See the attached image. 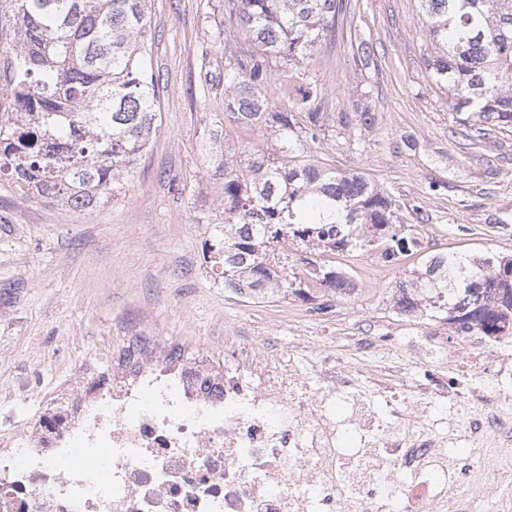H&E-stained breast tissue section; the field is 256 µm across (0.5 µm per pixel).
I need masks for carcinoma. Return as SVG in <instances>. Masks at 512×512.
Returning <instances> with one entry per match:
<instances>
[{
	"mask_svg": "<svg viewBox=\"0 0 512 512\" xmlns=\"http://www.w3.org/2000/svg\"><path fill=\"white\" fill-rule=\"evenodd\" d=\"M149 0H0V175L22 189L87 211L133 182L158 130ZM424 63L448 93L465 138L491 124L512 128V0H414ZM345 0H224V115L270 132L273 153L228 158L227 132L209 133L214 175L224 180V223L204 241L205 262L224 289L256 300L338 298L356 291L336 255L385 246L387 259L420 250L398 221L399 204L363 173L337 172L307 150L330 133L325 95L304 81L270 104L271 63L298 65L336 31ZM250 45L242 50L240 42ZM310 246L298 258L295 242ZM397 313L444 316L451 333L512 335V255L438 254L403 273Z\"/></svg>",
	"mask_w": 512,
	"mask_h": 512,
	"instance_id": "1",
	"label": "carcinoma"
}]
</instances>
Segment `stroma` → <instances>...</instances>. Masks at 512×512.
Instances as JSON below:
<instances>
[{"label":"stroma","mask_w":512,"mask_h":512,"mask_svg":"<svg viewBox=\"0 0 512 512\" xmlns=\"http://www.w3.org/2000/svg\"><path fill=\"white\" fill-rule=\"evenodd\" d=\"M220 2L151 0L161 122L129 190L81 212L0 176V289L11 291L0 307V395L33 371L39 394L48 393L69 364L100 360L131 329L218 364L228 326L278 353L298 331L324 335L312 303L238 296L214 281L203 259L205 239L224 220L223 182L206 152L210 131L224 125ZM363 42L374 48L367 61L358 53ZM423 50L414 0H351L335 35L302 65L273 64L267 86L274 105L285 80L322 87L341 123L312 146L311 159L364 173L399 202L400 223L421 233L422 249L409 261H386L377 250L336 258L362 283L354 296L334 299L336 320L379 335L448 332L443 320L413 326L393 309L392 290L409 262L512 254V131L453 134ZM38 396L12 403L16 421L35 413Z\"/></svg>","instance_id":"obj_1"}]
</instances>
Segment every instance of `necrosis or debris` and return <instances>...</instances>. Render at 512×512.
Segmentation results:
<instances>
[{
	"label": "necrosis or debris",
	"instance_id": "necrosis-or-debris-1",
	"mask_svg": "<svg viewBox=\"0 0 512 512\" xmlns=\"http://www.w3.org/2000/svg\"><path fill=\"white\" fill-rule=\"evenodd\" d=\"M225 342L129 332L1 415L0 512H512V336Z\"/></svg>",
	"mask_w": 512,
	"mask_h": 512
}]
</instances>
